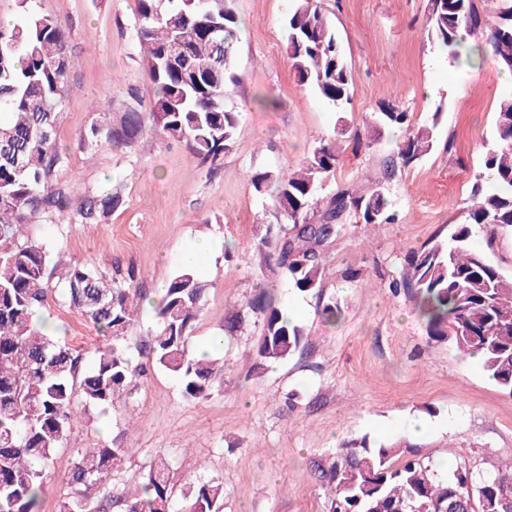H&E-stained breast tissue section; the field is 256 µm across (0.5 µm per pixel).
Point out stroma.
Listing matches in <instances>:
<instances>
[{
	"instance_id": "1",
	"label": "stroma",
	"mask_w": 512,
	"mask_h": 512,
	"mask_svg": "<svg viewBox=\"0 0 512 512\" xmlns=\"http://www.w3.org/2000/svg\"><path fill=\"white\" fill-rule=\"evenodd\" d=\"M336 29L348 65L352 99L346 117L300 86L285 52V21L294 0H235L240 21L237 81L225 104L238 114L233 146L217 171L200 164L187 145L146 134L131 149L88 147L80 135L119 114L131 100L148 109L152 87L135 36L138 0H33L57 19L74 59L57 142L65 174L79 195L124 185L125 204L101 224L43 216L34 238L48 242L61 265L93 262L103 271L135 270L146 300L126 344L139 345L155 325L165 282L198 238L214 245L197 271L209 291L189 347L210 346L224 360V380L210 398H185L182 382L156 367L138 387L106 408H90L44 481L39 512H59L73 496L66 474L76 449L125 448L113 483L139 485L156 455L167 458L176 489L199 479L224 484L223 512H329L314 461L366 436L404 445V455L435 470L464 465L491 473L512 460V392L473 360L429 339L406 290L392 280L407 272L409 250L447 239L466 223L465 200L494 124L497 102L511 92L497 58L471 67L453 62L428 34L430 0H318ZM408 112L412 123L442 119L432 151L419 163L392 167L399 139L377 132L383 105ZM322 143L338 162L326 194L339 188H379L393 205L390 224L348 219L324 247L319 295L298 293L283 276L268 279L281 307L299 306L308 333L302 352L250 374L259 329L229 334L224 314L248 299L260 276L259 257L245 252L272 222V205L257 195L254 172L291 169ZM472 243L512 278V230L476 228ZM336 302L340 322H323L318 305ZM45 315L57 334L91 350L94 327L61 303ZM421 420L425 430L408 425Z\"/></svg>"
}]
</instances>
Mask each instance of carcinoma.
<instances>
[{"mask_svg": "<svg viewBox=\"0 0 512 512\" xmlns=\"http://www.w3.org/2000/svg\"><path fill=\"white\" fill-rule=\"evenodd\" d=\"M32 0H17V21L0 26V512H36L44 473L64 447L77 411L102 406L146 375L125 341L139 303L135 273L110 277L93 264L60 269L56 283L47 275L58 266L43 242L27 235L42 215L69 212L79 224H99L125 203L118 181L74 204L61 180L65 157L56 129L63 87L72 66L65 32L54 18L35 11ZM490 14L474 0H431L428 33L455 62L473 63L462 42L484 28L486 45L502 69L512 73V0H486ZM223 26L224 60H216ZM234 0H138L136 38L145 47L142 62L153 97L149 109L128 105L117 122L108 118L82 136L90 144L131 148L146 130L185 143L204 162L216 163L228 151L238 129L237 113L226 109L227 84L236 81L239 44ZM286 54L297 82L317 94L335 112L347 111L350 76L336 31L316 0H295L286 23ZM440 112L432 124L416 127L408 113L387 106L379 126L399 128L405 139L398 157L408 166L433 148ZM335 146H316L289 172L263 170L251 176L255 192L273 203L275 222L265 225L254 243L261 269L283 275L301 294L322 287V247L354 217L389 224V200L377 188L365 193L321 191L336 170ZM467 223L446 241H434L407 254V273L394 288H407L429 338L452 345L476 360L503 389L512 392V278L504 276L473 248L470 226L512 228V95L500 98L492 142L486 144L467 206ZM319 219L312 220V215ZM206 284L183 268L165 284L156 306V327L139 356L179 376L190 400L208 398L224 365L189 349L193 323L201 312ZM60 300L91 323L102 342L91 360L45 332L39 313ZM260 327L250 356V372L303 350L307 333L276 305L264 280L241 308L224 317L233 332L247 322ZM79 388H74V381ZM124 461L114 446L78 451L67 474L69 484L97 490L78 492L60 512H170L172 475L167 459L155 457L143 482L122 497L112 495V473ZM328 492L329 512H512V463L493 474H475L458 466L440 478L419 460H400V445L352 439L317 464ZM219 481L191 483L175 512H221Z\"/></svg>", "mask_w": 512, "mask_h": 512, "instance_id": "1", "label": "carcinoma"}]
</instances>
